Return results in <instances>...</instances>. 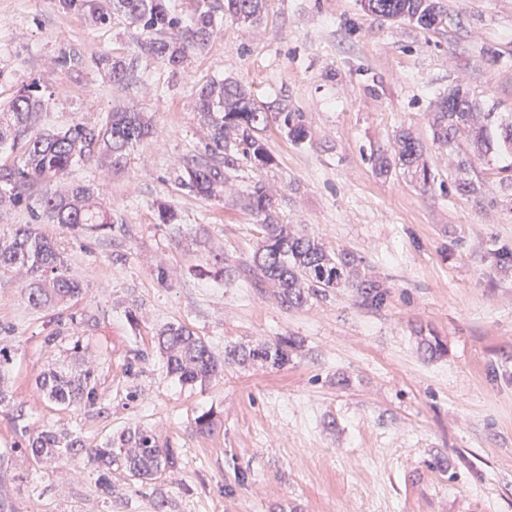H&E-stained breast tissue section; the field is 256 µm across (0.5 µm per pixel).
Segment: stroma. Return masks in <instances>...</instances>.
Listing matches in <instances>:
<instances>
[{
	"label": "stroma",
	"instance_id": "stroma-1",
	"mask_svg": "<svg viewBox=\"0 0 512 512\" xmlns=\"http://www.w3.org/2000/svg\"><path fill=\"white\" fill-rule=\"evenodd\" d=\"M438 3L446 21L428 31L381 21L360 0H268L254 24L225 21L184 71L144 58L125 88L94 62L74 73L54 62L64 46L130 55L124 24L98 30L55 0H0V99L37 79L56 93L45 127L99 124L135 101L156 132L121 169L87 162L68 176L97 187L126 234L42 227L86 286L88 323L31 309L22 272L0 274L13 399L29 408L30 431L95 444L138 424L180 455L157 483L116 473L105 494L82 457L13 454L17 434L0 411V499L15 512H155L160 496L166 512H512V264L499 260L512 252V151L461 141L470 164L460 169L432 140L436 102L458 85L480 111L512 118V0ZM226 77L304 113L312 140L297 147L269 126L274 164H240L223 201L207 202L178 186L176 162L207 136L195 84ZM402 129L423 147L430 187L373 170L372 152L394 155ZM462 181L480 194L449 191ZM258 182L280 222L328 252H354L384 303L368 308L338 288L286 309L255 287L242 266L261 238L247 209ZM161 201L177 223H158ZM220 253L239 270L215 280L204 270ZM168 323L218 354L285 336L297 347L285 368L230 364L209 385L184 386L153 349ZM77 339L98 357V400L64 409L41 398L34 371ZM432 339L440 351H428ZM209 409L218 422L202 435L194 420Z\"/></svg>",
	"mask_w": 512,
	"mask_h": 512
}]
</instances>
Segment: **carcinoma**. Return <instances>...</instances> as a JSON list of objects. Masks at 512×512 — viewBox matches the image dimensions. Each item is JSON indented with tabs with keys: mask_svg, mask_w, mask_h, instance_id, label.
Returning a JSON list of instances; mask_svg holds the SVG:
<instances>
[{
	"mask_svg": "<svg viewBox=\"0 0 512 512\" xmlns=\"http://www.w3.org/2000/svg\"><path fill=\"white\" fill-rule=\"evenodd\" d=\"M267 0H195L190 18L180 12L178 0H57L66 13L88 17L97 29L109 28L122 20L132 28L135 55L114 58L102 55L96 64L106 70L112 83L133 84L137 63L146 57L170 70L179 69L191 53H200L210 44L217 25L229 16L239 23H255L263 17ZM366 11L390 21H407L421 29H436L445 18L436 0H362ZM55 63L68 72L80 71L86 57L76 47L62 49ZM52 94L38 81L13 93L0 108V146H21L16 161L0 164V205L18 207L28 199V191L37 184L49 185L63 178L70 169L85 161H99L117 170L127 163L129 151L151 134L149 122L141 112H112L105 123L76 122L52 131L35 128L38 116L47 110ZM196 109L209 128L207 141L183 157L179 185L204 199H220L230 171L244 160L256 169L274 164L275 158L262 133L275 121L288 140L300 146L310 140L305 115L286 107L272 114L258 103L251 91L236 81L211 79L195 86ZM477 101L460 86L440 97L434 113L433 142L453 147L465 138L485 151L497 142L512 150V121L497 125L499 136L491 131L495 113L486 114L487 123H473ZM399 151L390 158L383 153L371 155L375 170L388 174L400 166L414 172L416 180L427 186L432 175L419 167L422 146L406 131L397 134ZM251 213L261 231V243L249 266L255 284L273 288V294L285 308L300 307L313 297L325 298L336 288H352L361 303L378 306L385 293L364 277L354 278L360 259L351 252L331 254L315 238L299 234L280 223L265 186L257 183L250 193ZM32 223L16 224L8 234L0 235V273L22 269L25 273L24 296L36 310H48L85 292L83 284L69 274L65 258L40 230V225L61 224L72 230H115L123 220L105 209L97 192L88 185H71L44 193L39 208L31 210ZM232 271L222 254L213 256L206 273L222 278ZM295 342L281 337L271 344L254 347L232 346L224 359L215 357L205 339L181 324H169L159 330L154 348L165 361L167 372L185 385L203 384L224 372V363L262 365L281 369L288 365ZM74 366L51 364L40 371L36 384L43 397L60 406L96 404V366L88 348L73 346ZM0 407L9 410L14 426L20 428V440L14 450L36 461L56 460L62 456L82 455L99 473L101 490H112V472H121L129 481L152 484L177 466L176 449L160 444L157 435L139 425L108 436L100 445L90 447L71 433L46 428L29 433L27 410L12 403L4 374L0 372Z\"/></svg>",
	"mask_w": 512,
	"mask_h": 512,
	"instance_id": "1",
	"label": "carcinoma"
}]
</instances>
